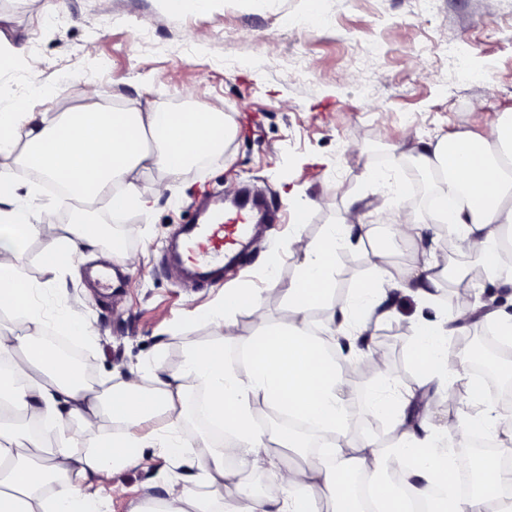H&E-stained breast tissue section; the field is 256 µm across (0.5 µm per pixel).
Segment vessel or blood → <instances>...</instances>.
I'll list each match as a JSON object with an SVG mask.
<instances>
[{
	"label": "vessel or blood",
	"mask_w": 512,
	"mask_h": 512,
	"mask_svg": "<svg viewBox=\"0 0 512 512\" xmlns=\"http://www.w3.org/2000/svg\"><path fill=\"white\" fill-rule=\"evenodd\" d=\"M213 197L199 200L193 223L185 225L175 251V261L184 277L200 286L223 278L235 270L241 250L252 245L255 237L252 222L271 220L260 203H241L235 220L211 216Z\"/></svg>",
	"instance_id": "vessel-or-blood-1"
}]
</instances>
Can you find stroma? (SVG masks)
I'll list each match as a JSON object with an SVG mask.
<instances>
[{"label":"stroma","instance_id":"obj_1","mask_svg":"<svg viewBox=\"0 0 512 512\" xmlns=\"http://www.w3.org/2000/svg\"><path fill=\"white\" fill-rule=\"evenodd\" d=\"M0 33L25 54L41 60L0 70V111L24 102L57 118L82 103L93 85L106 107L131 109L151 103L162 109L192 111L203 102L226 113L235 135L220 154L177 179L159 169L142 177L171 189L149 213L113 214L95 209L98 224L112 226L135 269L116 267L112 285L100 287L93 272L100 261L76 257L62 276L42 263L44 242L32 240L19 255L29 279L40 287L47 308L66 306L91 322L93 338L81 345L89 383L110 387L114 374L134 366L163 364L177 370L187 342L208 344L209 326L194 313L214 305L225 289L258 290L273 323L288 319L282 290L295 277L298 257L285 259L279 287L270 289L264 251L301 228L319 238L348 207L365 215L361 240L336 252V282L325 310L336 309L360 283L373 281L376 262L398 273L430 250H442V225L432 206V180L422 193L411 185L413 137L435 140L459 132L487 135L512 111V0H0ZM485 107L476 112L475 100ZM381 171L385 180H370ZM250 188L276 213L262 225L258 242L239 259V269L209 286H188L169 268L166 255L181 225L189 223L200 194L231 195ZM401 193L403 208L427 230L423 239L401 240L375 211L380 197ZM305 206L297 217V206ZM459 283L435 290L433 307L395 292V316L370 345L385 351L386 371L356 380L346 416L353 444L386 451L392 427L388 416L370 409L374 391L392 382L399 394H430L433 426L459 419L465 398L457 383L431 388L410 359L416 316L434 318L450 309ZM185 335H176L177 327ZM195 390L182 399L186 465L174 469L162 449H147L140 468L113 473L112 490L101 512H128L132 501L163 496L173 472L202 490L192 462L204 455L205 428L193 413Z\"/></svg>","mask_w":512,"mask_h":512}]
</instances>
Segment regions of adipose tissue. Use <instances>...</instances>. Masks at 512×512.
I'll return each instance as SVG.
<instances>
[{"label": "adipose tissue", "instance_id": "adipose-tissue-1", "mask_svg": "<svg viewBox=\"0 0 512 512\" xmlns=\"http://www.w3.org/2000/svg\"><path fill=\"white\" fill-rule=\"evenodd\" d=\"M231 133L226 116L202 103L189 112H166L150 105L115 111L104 108L90 90L84 91L79 108L57 120L43 112L1 110L0 155L20 153L28 170L64 183L82 207L69 223L44 221L30 203L36 186L21 190L12 170H0V310H10L35 326L51 324L65 336H88L91 324L84 317L68 310L46 314L36 299L35 285L17 263L20 252L32 239H43L41 261L54 273L70 268L80 250L93 254L101 247L112 262L135 265L136 257L121 238L104 240L102 229L92 222L90 205L106 199L116 212L150 211L166 186L144 185L147 170L161 168L179 175L194 159L222 150ZM412 152L423 170L441 176L433 188L440 223L458 224L465 252L488 272L503 275L499 253L512 244V113H504L489 135L458 133L422 140ZM364 222L361 210L352 208L321 238L312 241L297 231L283 245L268 250L272 273L285 254L303 257L297 276L283 290L287 323L268 324L262 297L254 289H225L217 304L198 314L199 320L217 329L213 343L188 347L174 372L160 364L147 374L132 369L104 396L87 383L74 381L72 365L48 347L43 336L0 332V363L8 364L15 380L9 406L28 424L58 439L46 460L35 435L0 432V512H97L98 493L113 472L142 463L146 442L138 429L152 417L167 419L155 447L181 462L184 414L178 403L194 387L205 391L210 419L234 430L232 447L214 449L196 461L207 493L176 476L162 498L144 499L131 512H322L324 498L333 502V512H367L349 483L353 473L367 480L374 512H411L415 500L425 503V512H512V467L498 455L484 459L478 495L462 498L447 492L456 473L442 439H454L463 427H490L512 435V422L493 416L471 379L461 375L464 356L448 349L447 340L457 331L455 323L466 319V312L411 323V359L424 379L455 378L466 391L469 404L461 421L449 422L440 434L417 432L400 410L398 395L386 386L371 408L391 416L397 436L392 448L380 455L370 448L347 446L345 411L356 389L312 342L309 315L325 303L335 284L337 247ZM447 274L444 251L429 253L398 277L378 268L376 284H361L330 320L325 333L332 346L340 347L342 341L386 319L381 305L388 291L405 289L426 301L429 286L438 285ZM247 311L255 330L246 343L251 362L242 377L227 364L224 343L235 336L238 315ZM263 407L319 427L327 435L323 455L299 466L280 467L265 433L251 426ZM105 416L114 425L112 434L94 435ZM76 428L92 435L86 450L75 448ZM237 457L251 469L274 473L273 484L260 492L251 489L230 465Z\"/></svg>", "mask_w": 512, "mask_h": 512}]
</instances>
